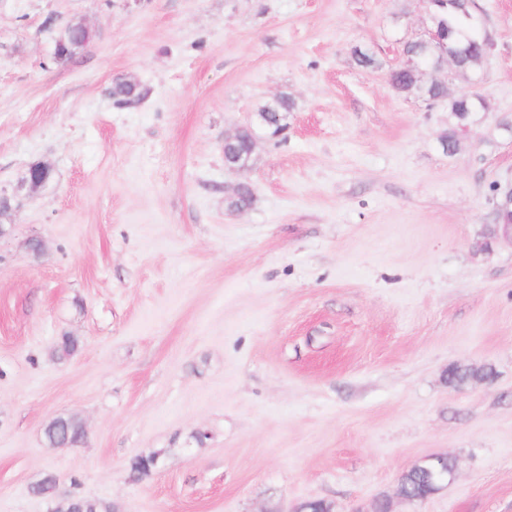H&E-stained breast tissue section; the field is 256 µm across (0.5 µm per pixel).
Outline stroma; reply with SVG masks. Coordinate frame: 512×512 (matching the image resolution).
I'll return each mask as SVG.
<instances>
[{
    "instance_id": "stroma-1",
    "label": "stroma",
    "mask_w": 512,
    "mask_h": 512,
    "mask_svg": "<svg viewBox=\"0 0 512 512\" xmlns=\"http://www.w3.org/2000/svg\"><path fill=\"white\" fill-rule=\"evenodd\" d=\"M473 3L493 47L429 102L390 81L428 0H0V512H49L48 473L115 512H512V0ZM431 455L454 478L408 505ZM74 29H79L82 31L83 37L86 38V44H88L93 34L95 33L94 29H92L84 22H79L77 24H68L57 38V47L63 48L62 57H60L59 59L66 58L68 52H70L69 49H67L68 47L71 49L72 47L85 44V42L82 41V39L76 41L72 39V31ZM294 102L288 96H279L275 100H272L256 111V124L270 130L274 134V127L269 128L266 124V120L269 118V112H279L281 117V124L286 125L288 120V112L294 110ZM44 434L50 445H74L82 439L83 427L74 418L59 416L46 426Z\"/></svg>"
}]
</instances>
